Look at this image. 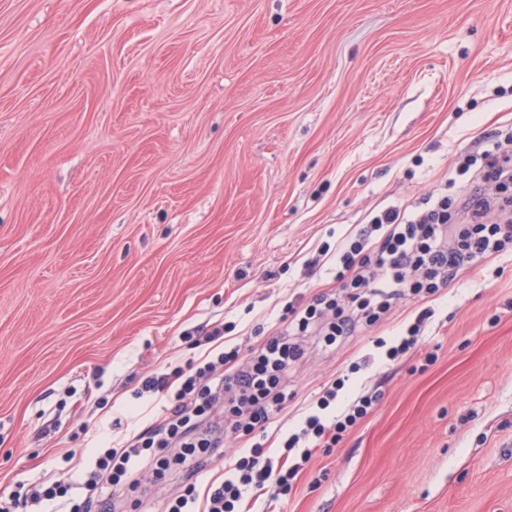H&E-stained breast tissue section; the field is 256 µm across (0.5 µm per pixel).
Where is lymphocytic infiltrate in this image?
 Wrapping results in <instances>:
<instances>
[{
	"mask_svg": "<svg viewBox=\"0 0 512 512\" xmlns=\"http://www.w3.org/2000/svg\"><path fill=\"white\" fill-rule=\"evenodd\" d=\"M488 149L463 156L460 174H472L469 194L454 201L429 195L420 206L406 210L387 207L371 217L338 250L336 278L342 289L310 303L288 306L285 331L265 339L241 359L238 349L220 351L189 362L174 373L144 378L140 391L165 400L161 415L121 446L98 448L82 468V480L47 478L0 506V512L36 507L40 512H114V496L137 488L141 466H149L153 481L178 473L180 491L165 512H248L246 499L263 492L270 500L290 494L294 479L321 448L331 449L343 434L378 406L380 394L367 391L338 404L345 379H338L312 403L298 429L282 443L278 458L267 456L262 443L237 456L227 473L212 477L204 487L195 478L205 462L222 448L211 426L215 413H225L236 427L251 433L264 428L288 400L285 377L301 359V336L320 337L332 347L358 325H374L393 300L427 298L447 287L464 269L512 244V224L488 221L496 210L512 213V133L490 134Z\"/></svg>",
	"mask_w": 512,
	"mask_h": 512,
	"instance_id": "lymphocytic-infiltrate-1",
	"label": "lymphocytic infiltrate"
}]
</instances>
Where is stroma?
Returning a JSON list of instances; mask_svg holds the SVG:
<instances>
[{
    "label": "stroma",
    "instance_id": "1",
    "mask_svg": "<svg viewBox=\"0 0 512 512\" xmlns=\"http://www.w3.org/2000/svg\"><path fill=\"white\" fill-rule=\"evenodd\" d=\"M510 128L512 0H0V496L151 424L185 332L257 347L337 289L322 246ZM301 342L267 448L338 377L382 399L277 512H512L511 254ZM430 310L421 311L415 318V321L409 326L406 336H398L392 345L387 347L385 340H377L375 346L377 349L385 348L382 359L395 361L400 356L416 350L421 346V340L425 331V323L432 315Z\"/></svg>",
    "mask_w": 512,
    "mask_h": 512
}]
</instances>
